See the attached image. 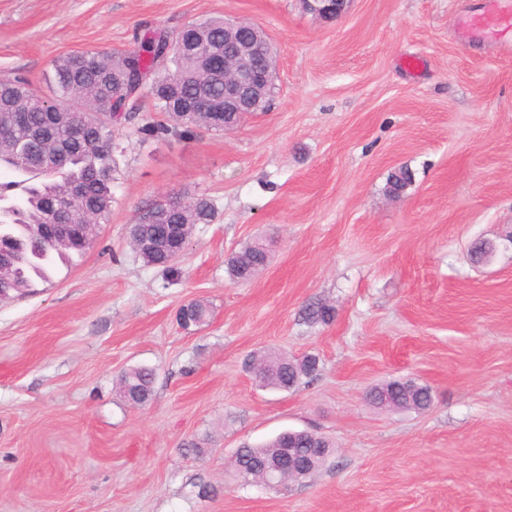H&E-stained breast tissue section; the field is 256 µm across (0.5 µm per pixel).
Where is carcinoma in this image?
Wrapping results in <instances>:
<instances>
[{
	"instance_id": "cac0c4a2",
	"label": "carcinoma",
	"mask_w": 512,
	"mask_h": 512,
	"mask_svg": "<svg viewBox=\"0 0 512 512\" xmlns=\"http://www.w3.org/2000/svg\"><path fill=\"white\" fill-rule=\"evenodd\" d=\"M164 31L147 32L138 46L118 57L104 50H81L56 58L49 93L43 94L19 77L0 78V169L27 176L22 181L0 183V239L13 242L12 270L0 281V299L6 301L30 291L33 281L45 279L58 261L67 263L85 254L97 237L99 224L112 208L114 154L120 149L112 136V109L124 108L123 121L136 124L140 106L126 101L135 90L133 80L148 77L146 85L154 110L168 121L144 119L137 131L153 139L172 135L188 137L198 129L224 131V19L212 18L187 24L183 34L194 44L185 52L166 47ZM412 180L407 169L388 178L387 192L397 197ZM54 197L59 209L72 212L73 221L84 225L81 235L47 241L39 227L51 222L47 197ZM216 218L213 202L199 196L185 203L169 199V207H144L130 225L132 239L158 236L163 224H174L180 236L189 239L198 224ZM173 248L141 255L143 261L161 269L169 281L182 277L179 263L172 260ZM266 249L248 245L227 258L231 278L251 279L266 263ZM209 308L191 300L178 310L177 321L188 330L206 323ZM334 309L311 303L304 309L309 322L327 323ZM319 359L307 355L290 360L277 351H266L251 360L254 379L266 388L288 391L318 373ZM155 370L134 366L123 371L119 391L134 407L149 403ZM288 436L250 445L240 451L245 464L240 482L265 483L267 476L258 462L283 447Z\"/></svg>"
}]
</instances>
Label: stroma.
Masks as SVG:
<instances>
[{
  "label": "stroma",
  "mask_w": 512,
  "mask_h": 512,
  "mask_svg": "<svg viewBox=\"0 0 512 512\" xmlns=\"http://www.w3.org/2000/svg\"><path fill=\"white\" fill-rule=\"evenodd\" d=\"M483 4L352 0L326 20L300 0H0V76L37 87L60 55L220 15L263 27L276 58L270 108L232 132L113 124L94 244L0 302V512H512V39L468 38ZM173 193L217 217L170 284L128 227ZM259 238L267 267L232 282L226 256ZM195 299L212 316L182 329ZM313 302L333 319L306 322ZM268 349L316 355L319 373L259 388L245 363ZM133 365L156 372L140 409L116 387ZM398 378L430 387V408L368 400ZM288 429L328 437L325 462L240 484L236 448Z\"/></svg>",
  "instance_id": "1"
}]
</instances>
